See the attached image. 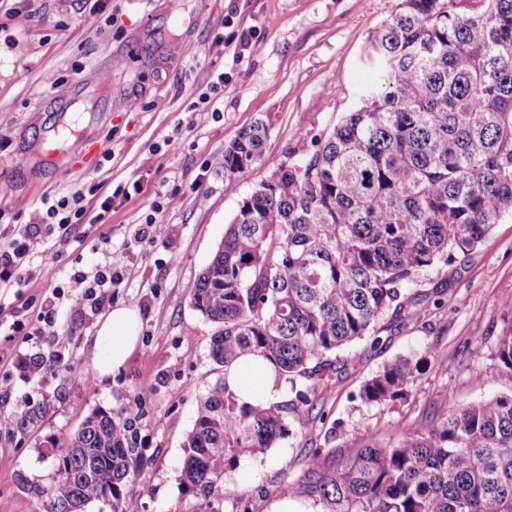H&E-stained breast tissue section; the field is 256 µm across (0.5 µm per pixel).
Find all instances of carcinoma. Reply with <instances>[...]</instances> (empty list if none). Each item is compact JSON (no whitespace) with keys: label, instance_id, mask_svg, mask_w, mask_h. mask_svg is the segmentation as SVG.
<instances>
[{"label":"carcinoma","instance_id":"obj_1","mask_svg":"<svg viewBox=\"0 0 512 512\" xmlns=\"http://www.w3.org/2000/svg\"><path fill=\"white\" fill-rule=\"evenodd\" d=\"M361 63L373 79L323 139L297 138L242 200L199 275L192 306L218 326L213 361L247 355L273 366L289 399L240 401L225 380L200 395L179 476L194 512H217L224 482L305 427L318 392L348 364L341 353L416 315L410 292L461 262L512 220V0H402ZM266 125L224 148V177L261 160ZM431 352L399 355L354 398H407ZM493 372L512 378V320ZM45 409L16 421L30 431ZM131 408L96 409L59 449L51 503L141 512L127 486L142 471ZM319 512H512V393L454 409L429 428L361 438L330 467L315 449L296 487Z\"/></svg>","mask_w":512,"mask_h":512}]
</instances>
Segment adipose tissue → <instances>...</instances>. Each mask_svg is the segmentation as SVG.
Wrapping results in <instances>:
<instances>
[{"instance_id": "ef3b65f1", "label": "adipose tissue", "mask_w": 512, "mask_h": 512, "mask_svg": "<svg viewBox=\"0 0 512 512\" xmlns=\"http://www.w3.org/2000/svg\"><path fill=\"white\" fill-rule=\"evenodd\" d=\"M139 331V315L132 307L117 306L104 316L98 330V341L105 349L96 364L99 374H109L124 363L138 343ZM223 377L246 402L260 397L270 399L277 393L272 367L259 356L242 358L237 365L228 368Z\"/></svg>"}]
</instances>
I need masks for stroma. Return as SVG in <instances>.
<instances>
[{
	"label": "stroma",
	"instance_id": "1",
	"mask_svg": "<svg viewBox=\"0 0 512 512\" xmlns=\"http://www.w3.org/2000/svg\"><path fill=\"white\" fill-rule=\"evenodd\" d=\"M0 0V252L20 225L36 222L43 196L85 191L88 223L40 235L28 269L0 292V331L13 320L36 321L56 296L60 317L34 336L11 339L0 362V512H47L59 478L58 450L93 410H120L141 398L138 440L149 464L128 490L142 512H192L179 483L183 446L196 402L223 370L210 357L215 326L191 303L196 281L224 238L242 200L271 161L294 146L298 131L323 137L359 103L371 75L360 63L370 38L400 0H184L173 17L167 0ZM106 88L90 139L112 154L48 155L45 130L69 98L75 79ZM209 93L217 116H204ZM268 126L263 158L224 177V147L256 121ZM107 223L95 224L96 199L116 186ZM172 203L152 213L154 202ZM162 231L137 239L147 215ZM111 261L124 280L102 308L75 310L61 289L90 261ZM427 295L405 325L363 341L340 379L319 394L310 421L257 460L242 462L227 484L246 503L221 499L219 512H268L291 496L307 454L320 449L339 462L364 433L387 439L405 425H426L450 410L512 392L494 375L491 353L503 327L502 301L512 295V221L494 225L464 264L430 272L417 285ZM118 305L135 308L140 341L111 375L98 377L99 324ZM429 352L407 400L366 405L355 394L368 376L409 352ZM55 358L37 373L19 358ZM48 413L21 434L29 407Z\"/></svg>",
	"mask_w": 512,
	"mask_h": 512
}]
</instances>
